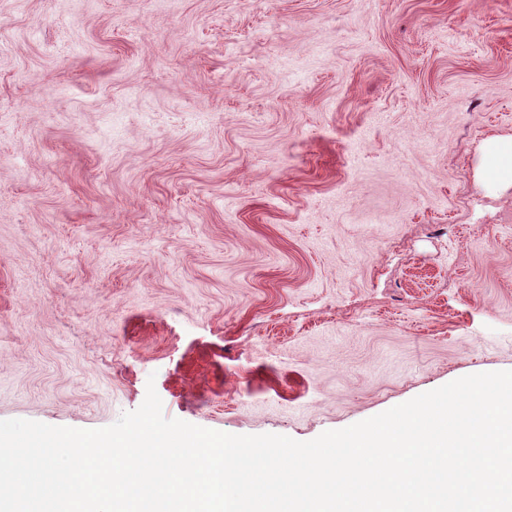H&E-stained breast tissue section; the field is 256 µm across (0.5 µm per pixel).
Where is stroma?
<instances>
[{
    "label": "stroma",
    "instance_id": "35a3bbf8",
    "mask_svg": "<svg viewBox=\"0 0 512 512\" xmlns=\"http://www.w3.org/2000/svg\"><path fill=\"white\" fill-rule=\"evenodd\" d=\"M512 0H0V420L314 439L512 370Z\"/></svg>",
    "mask_w": 512,
    "mask_h": 512
}]
</instances>
